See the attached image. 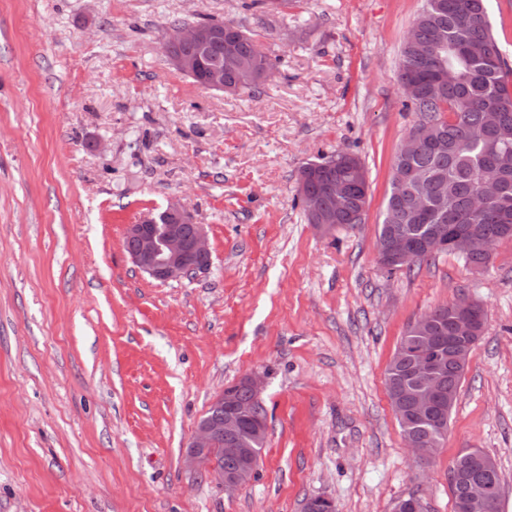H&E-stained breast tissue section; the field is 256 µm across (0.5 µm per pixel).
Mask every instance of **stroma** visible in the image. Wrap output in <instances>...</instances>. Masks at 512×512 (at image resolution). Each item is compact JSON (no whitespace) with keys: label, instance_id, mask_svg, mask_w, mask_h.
<instances>
[{"label":"stroma","instance_id":"obj_1","mask_svg":"<svg viewBox=\"0 0 512 512\" xmlns=\"http://www.w3.org/2000/svg\"><path fill=\"white\" fill-rule=\"evenodd\" d=\"M0 0V512H454L478 449L512 512V240L484 269L439 254L390 275L377 230L416 123L397 81L423 0ZM231 20L275 65L210 91L161 50L167 23ZM342 151L362 224L322 235L300 167ZM186 204L209 267L163 283L128 225ZM467 295L486 313L443 446L417 464L386 369L408 326ZM263 375L267 442L234 492L183 462L225 387ZM467 456L471 459L470 461L474 465H477L479 467L487 466V463L485 460V458H486L491 461L492 466L490 468H488V470H485L482 468L471 469L468 464ZM484 456L481 455L479 452H471L469 455H467V453H464V454L459 455L453 461L452 465H454V464L461 465V476H462L463 480H465V479L471 480V479L476 478V479H481L483 481H486V482L498 487L499 510L485 511V512H501L502 489H501V481H500L498 468H497L495 461L491 457H489L486 454H484Z\"/></svg>","mask_w":512,"mask_h":512}]
</instances>
